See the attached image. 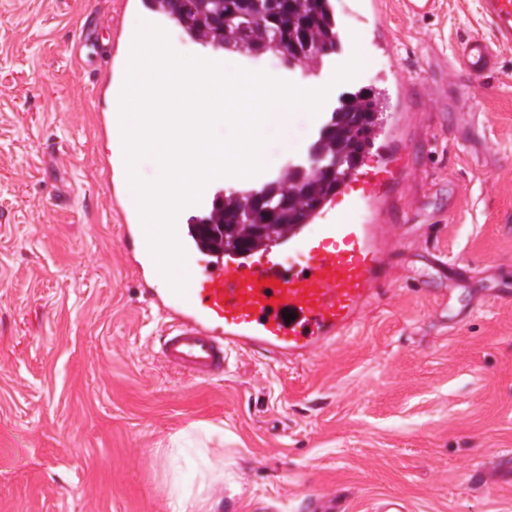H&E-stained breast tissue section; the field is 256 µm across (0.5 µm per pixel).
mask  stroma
Instances as JSON below:
<instances>
[{
	"label": "stroma",
	"instance_id": "stroma-1",
	"mask_svg": "<svg viewBox=\"0 0 512 512\" xmlns=\"http://www.w3.org/2000/svg\"><path fill=\"white\" fill-rule=\"evenodd\" d=\"M384 2L390 52L315 83L400 116L385 292L312 364L232 351L194 382L159 358L168 319L108 221L93 132L141 0H0V512H168L213 469L238 488L210 489L223 512H512V46L457 73L462 42L492 37L480 0ZM318 130L302 108L270 134L272 171Z\"/></svg>",
	"mask_w": 512,
	"mask_h": 512
}]
</instances>
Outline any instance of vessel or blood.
<instances>
[{
	"instance_id": "b4317fda",
	"label": "vessel or blood",
	"mask_w": 512,
	"mask_h": 512,
	"mask_svg": "<svg viewBox=\"0 0 512 512\" xmlns=\"http://www.w3.org/2000/svg\"><path fill=\"white\" fill-rule=\"evenodd\" d=\"M482 11L492 40H467L457 55L458 68L471 74L493 71L498 47L512 44V0H483ZM105 170L107 184L126 188L122 141L113 140ZM404 173L403 158L395 155L350 175L316 214V230L297 228L256 260L213 253L201 273H188L181 295L157 267L138 206L110 198L140 288L170 312L159 346L163 363L191 380L210 381L223 375L231 349L308 363L334 344L388 280L391 260L381 222Z\"/></svg>"
}]
</instances>
